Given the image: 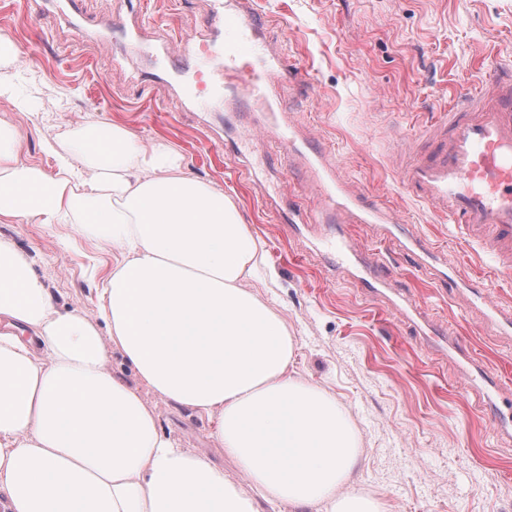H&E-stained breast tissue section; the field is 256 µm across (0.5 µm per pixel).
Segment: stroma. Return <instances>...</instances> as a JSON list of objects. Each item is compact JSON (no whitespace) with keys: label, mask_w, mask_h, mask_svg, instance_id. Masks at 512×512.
I'll list each match as a JSON object with an SVG mask.
<instances>
[{"label":"stroma","mask_w":512,"mask_h":512,"mask_svg":"<svg viewBox=\"0 0 512 512\" xmlns=\"http://www.w3.org/2000/svg\"><path fill=\"white\" fill-rule=\"evenodd\" d=\"M262 25L252 62L287 59L283 103L298 127L330 155L341 175L369 202L389 211L456 267L430 277L409 257L358 227L352 246L421 321L473 346L479 364L512 375V337L482 323L467 278L487 301L512 305V279L495 273L458 229L417 201L401 168L430 143L432 121L457 94L479 87L483 72L512 68V0H253ZM69 25L65 0H0V31L32 61L0 68L7 92L0 118L22 135L19 159L56 170L48 145L89 122H114L142 147L162 143L182 157L185 173L224 192L261 247L249 289L266 299L296 338V377L326 388L361 436L356 489L388 512H512V438L500 434L482 394L457 364L427 348L412 323L369 295L343 266L326 268L325 244L290 232V208L318 211L320 196L300 159H287L277 130L248 93L227 84L222 112H197L170 93L184 89L197 66L186 42L211 52L239 40L231 27L210 29L206 0H83ZM138 11L154 38L126 55L120 32L103 19ZM175 49L166 59L159 41ZM0 238L34 260L59 305L96 317L98 295L121 252L100 247L72 225L1 224ZM142 398L160 431L207 458L241 488L249 483L220 447L213 420L150 391Z\"/></svg>","instance_id":"35a3bbf8"}]
</instances>
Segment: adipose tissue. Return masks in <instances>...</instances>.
Here are the masks:
<instances>
[{"label": "adipose tissue", "instance_id": "ef3b65f1", "mask_svg": "<svg viewBox=\"0 0 512 512\" xmlns=\"http://www.w3.org/2000/svg\"><path fill=\"white\" fill-rule=\"evenodd\" d=\"M0 118V221L78 218L121 249L99 321L60 308L0 239V512H386L353 489L359 436L319 385L293 376L295 340L246 288L258 246L233 204L168 146L79 126L47 174ZM138 386L114 377L109 349ZM215 418L252 490L163 437L142 389Z\"/></svg>", "mask_w": 512, "mask_h": 512}]
</instances>
